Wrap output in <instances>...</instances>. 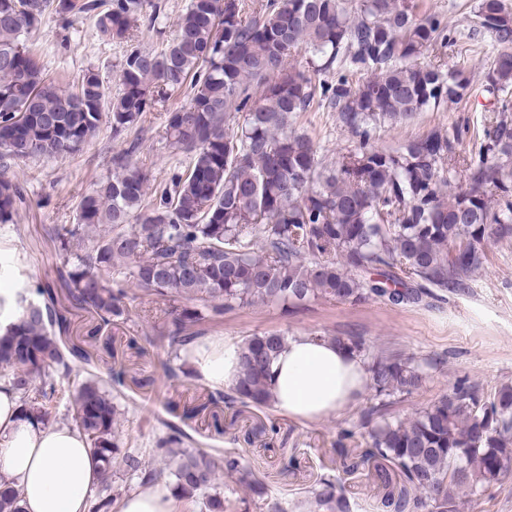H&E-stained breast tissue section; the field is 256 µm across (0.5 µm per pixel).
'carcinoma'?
Here are the masks:
<instances>
[{
	"label": "carcinoma",
	"mask_w": 512,
	"mask_h": 512,
	"mask_svg": "<svg viewBox=\"0 0 512 512\" xmlns=\"http://www.w3.org/2000/svg\"><path fill=\"white\" fill-rule=\"evenodd\" d=\"M0 0V158L25 161L74 155L104 124L119 137L158 102L189 85L188 99L166 116L169 146L189 155L182 173L150 189L133 161V141L120 171L81 195L77 223L50 229L64 261L58 279L71 305L94 313L98 336L129 315L139 288L182 300L166 312L160 341L174 364L170 379L194 378L186 346L224 314L255 303L299 308L312 302L356 304L377 298L418 304L469 287L487 261L489 241L512 240V10L504 0H478L472 34L498 47L484 91L492 97L482 129L468 123L435 130L387 150L373 140L390 121L468 98L462 71L424 63L426 54L457 42V29L438 13L419 19L413 0H189L175 37L161 51L131 47L110 98L98 70L87 68L72 91L50 80L28 45L47 11L61 17L95 14L100 31L128 39L152 0ZM308 54L307 69L291 63ZM336 71L319 84L312 76ZM365 79L352 85L348 74ZM323 102L356 138L329 165L313 138L292 128L297 114ZM26 203L16 178L0 172V224H13ZM15 319L0 329L4 384L28 419L50 425L56 374L88 356L64 339L68 309L49 284L17 293ZM331 340L366 360L373 402L360 422L342 429L336 446L366 429L359 466L382 461L378 478L387 512H462L508 474L512 457V384L485 392L459 379L448 392L405 418L389 408L412 395L424 364L387 349L370 350L361 336ZM279 332L242 341L241 371L227 405L272 407L267 376L286 343ZM78 430L109 487L115 467L155 485L161 473L141 471L137 456L115 436L118 407L103 384L88 379L73 393ZM154 452L176 459L178 498L192 499L224 473L259 497L264 484L233 452L194 453L190 436L166 424ZM398 476L391 483L387 469ZM120 490L98 493L88 512H114ZM312 512H353L333 478H323ZM0 512H25L21 492L0 477Z\"/></svg>",
	"instance_id": "carcinoma-1"
}]
</instances>
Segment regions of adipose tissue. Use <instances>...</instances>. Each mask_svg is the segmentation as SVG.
Here are the masks:
<instances>
[{
    "label": "adipose tissue",
    "mask_w": 512,
    "mask_h": 512,
    "mask_svg": "<svg viewBox=\"0 0 512 512\" xmlns=\"http://www.w3.org/2000/svg\"><path fill=\"white\" fill-rule=\"evenodd\" d=\"M239 350L238 341L220 336L191 345L183 356L203 382L224 388L237 379ZM270 376L274 409L303 423L347 411L368 385L361 357L307 334L288 339ZM97 471L81 432L33 424L16 395L0 389V475L20 486L26 512H83Z\"/></svg>",
    "instance_id": "1"
}]
</instances>
